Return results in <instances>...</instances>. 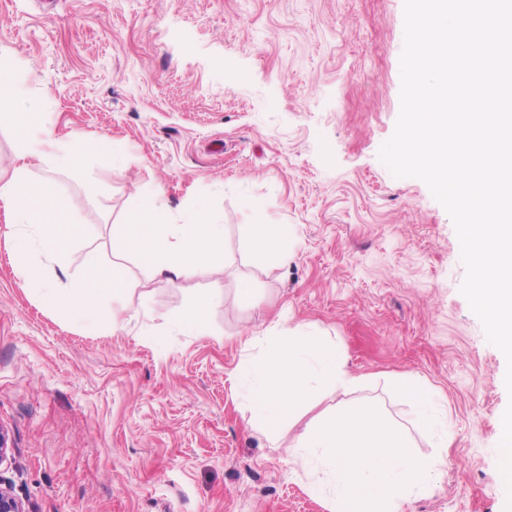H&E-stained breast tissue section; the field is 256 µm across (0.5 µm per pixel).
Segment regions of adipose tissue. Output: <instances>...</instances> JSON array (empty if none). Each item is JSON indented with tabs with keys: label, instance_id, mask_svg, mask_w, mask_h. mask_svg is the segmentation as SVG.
Listing matches in <instances>:
<instances>
[{
	"label": "adipose tissue",
	"instance_id": "obj_1",
	"mask_svg": "<svg viewBox=\"0 0 512 512\" xmlns=\"http://www.w3.org/2000/svg\"><path fill=\"white\" fill-rule=\"evenodd\" d=\"M27 171V166H19L12 179L0 182V204L10 222L20 227L14 236V263L19 275L41 284L43 271L29 256L37 244L51 259L64 249L66 238L51 229L49 219L64 211L65 201L48 190L46 182L31 180ZM113 240L119 252L134 256L153 275L177 279L189 276L222 250L224 226L198 207L172 214L161 195L154 193L128 222L114 225ZM83 265L85 273L72 288L42 287L40 295L62 320L89 326L104 301L115 299L123 289L96 253H87ZM394 387L411 406L419 429L445 424L447 406L422 378L404 376L396 379Z\"/></svg>",
	"mask_w": 512,
	"mask_h": 512
}]
</instances>
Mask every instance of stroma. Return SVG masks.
Here are the masks:
<instances>
[{
  "label": "stroma",
  "instance_id": "1",
  "mask_svg": "<svg viewBox=\"0 0 512 512\" xmlns=\"http://www.w3.org/2000/svg\"><path fill=\"white\" fill-rule=\"evenodd\" d=\"M404 0H0V59L18 70L28 133L0 127V180L44 130L109 141L80 174L33 161L78 225L59 288L97 252L128 287L93 326L60 321L10 260L0 207L1 474L26 512H336L289 460L292 437L249 424L245 347L275 321L328 334L367 376L352 402L410 425L393 391L417 375L447 400L446 466L402 512H506L498 417L504 354L460 292L453 221L417 178L379 160L400 112ZM201 207L224 255L186 278L151 277L114 252L112 227L148 194ZM261 201L255 213L252 201ZM285 224L288 262L260 251L256 220ZM252 299L237 298L241 281ZM207 308L206 334L178 315Z\"/></svg>",
  "mask_w": 512,
  "mask_h": 512
}]
</instances>
